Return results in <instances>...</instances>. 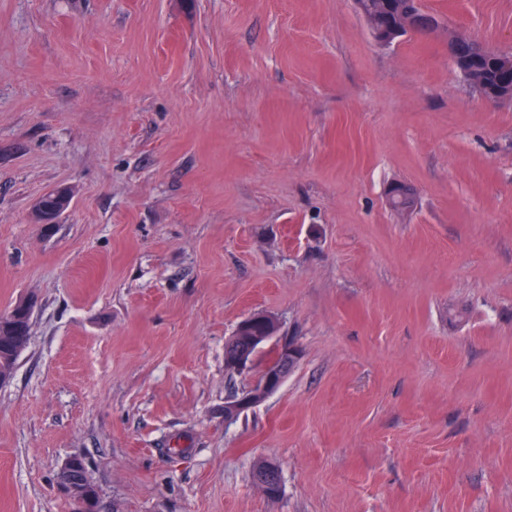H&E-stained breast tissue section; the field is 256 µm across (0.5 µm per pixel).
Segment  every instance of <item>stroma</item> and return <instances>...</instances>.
I'll return each instance as SVG.
<instances>
[{
	"label": "stroma",
	"instance_id": "35a3bbf8",
	"mask_svg": "<svg viewBox=\"0 0 512 512\" xmlns=\"http://www.w3.org/2000/svg\"><path fill=\"white\" fill-rule=\"evenodd\" d=\"M421 4L382 44L354 0H0V512H70L76 453L99 512H512V103L446 39L512 52V0ZM256 312L301 357L228 421ZM401 26L398 27L394 32L392 33H385L383 30L379 27L378 22L376 20L372 21V34L381 43H390L391 40L394 38V36L401 34L404 31L409 32H415L416 27L419 25H424L426 27V30L428 33H434L440 28V21L438 18L431 14V15H419L418 13L414 11H407V15L403 19ZM407 32L399 35L397 37L400 38L402 36H405ZM20 303L0 315V383L11 378L18 358L29 343V316ZM245 326L246 323H240L233 336H230L224 344V364L229 370H244L251 361L252 355L250 352L253 346L257 344L259 348L275 337L274 335L267 336L269 333L278 331L270 319L267 322L250 324L243 335L253 337L249 339L248 344H244L240 331ZM75 455L71 456L64 466L61 468L59 472V476H62L65 473L64 478L62 480L61 488L64 493L68 496L71 502L77 505H82L84 503V490L82 488L83 482L80 473L73 471L68 468V461L73 458ZM73 503H71V511L78 512L75 509ZM263 461L256 465L253 471L255 481L256 472L263 467L257 479L259 488L267 497H276L281 491V472L279 465L274 461Z\"/></svg>",
	"mask_w": 512,
	"mask_h": 512
}]
</instances>
